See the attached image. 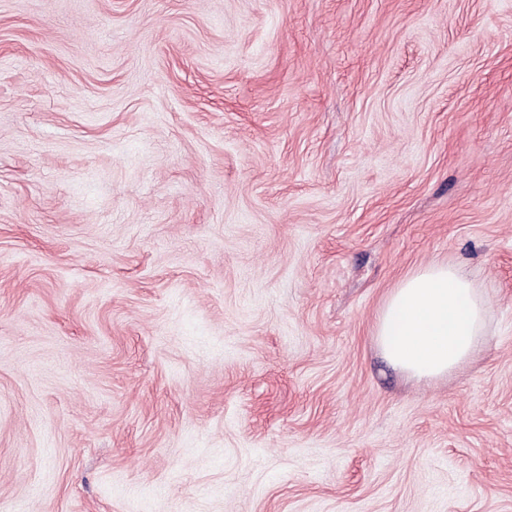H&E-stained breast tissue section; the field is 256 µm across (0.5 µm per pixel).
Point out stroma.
Returning a JSON list of instances; mask_svg holds the SVG:
<instances>
[{
  "label": "stroma",
  "mask_w": 512,
  "mask_h": 512,
  "mask_svg": "<svg viewBox=\"0 0 512 512\" xmlns=\"http://www.w3.org/2000/svg\"><path fill=\"white\" fill-rule=\"evenodd\" d=\"M0 512H512V0H0ZM488 331L487 300L461 267L430 263L387 295L373 336L385 358L417 379L448 376L469 360Z\"/></svg>",
  "instance_id": "1"
}]
</instances>
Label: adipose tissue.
<instances>
[{
	"label": "adipose tissue",
	"instance_id": "adipose-tissue-1",
	"mask_svg": "<svg viewBox=\"0 0 512 512\" xmlns=\"http://www.w3.org/2000/svg\"><path fill=\"white\" fill-rule=\"evenodd\" d=\"M488 331L487 300L461 267L444 262L408 273L387 295L373 335L385 358L417 379L447 376Z\"/></svg>",
	"mask_w": 512,
	"mask_h": 512
}]
</instances>
